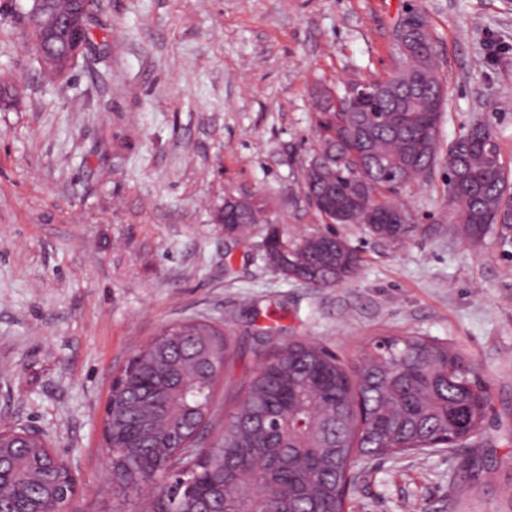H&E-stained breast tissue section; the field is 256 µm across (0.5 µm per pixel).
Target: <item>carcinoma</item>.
<instances>
[{
    "label": "carcinoma",
    "mask_w": 512,
    "mask_h": 512,
    "mask_svg": "<svg viewBox=\"0 0 512 512\" xmlns=\"http://www.w3.org/2000/svg\"><path fill=\"white\" fill-rule=\"evenodd\" d=\"M46 10L61 18L52 35L37 26ZM24 18L33 48L58 53L45 73L69 76L79 56L78 33L91 26L84 0H31ZM380 93L329 111L314 99L317 147L330 157L308 161L307 195L330 224L365 223L344 216L355 182L365 180L368 203L384 213L392 196L427 177L440 158L438 126L445 95L428 25L396 46L395 71L375 81ZM448 211L473 245L498 225L512 231L504 165L482 123L448 144ZM257 203L238 211L229 232L260 221ZM367 224V223H365ZM378 239L398 244L422 233L417 224H367ZM267 263L284 278L333 288L358 271L359 258L333 232L290 242L269 229ZM226 327L186 320L163 329L126 366L113 388L112 495L124 502L142 486L154 490L137 512H346L360 459H379L461 445L477 436L488 397L473 370L446 342L430 336H386L371 341L349 368L327 347L292 338L273 354L257 341L260 367L220 414L218 381L236 352ZM217 437L206 448L200 434ZM46 438L24 427L0 431V448L19 457L46 454ZM55 500L72 499L73 478L57 471Z\"/></svg>",
    "instance_id": "1"
}]
</instances>
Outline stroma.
Returning a JSON list of instances; mask_svg holds the SVG:
<instances>
[{"instance_id":"obj_1","label":"stroma","mask_w":512,"mask_h":512,"mask_svg":"<svg viewBox=\"0 0 512 512\" xmlns=\"http://www.w3.org/2000/svg\"><path fill=\"white\" fill-rule=\"evenodd\" d=\"M0 0V424L48 436L77 476L75 512H112L103 407L114 379L165 327L207 318L238 348L220 397L254 371L255 326L279 325L356 365L384 336L448 342L490 400L466 444L370 462L349 512H512V237L455 234L446 163L398 199L428 233L400 244L360 224L361 258L333 288L285 279L269 225H327L302 175L316 148L313 95L394 70L393 32L422 11L447 99L440 144L484 122L512 184V0H95L93 46L50 80ZM264 205L246 238L227 196ZM233 276H225V262Z\"/></svg>"}]
</instances>
